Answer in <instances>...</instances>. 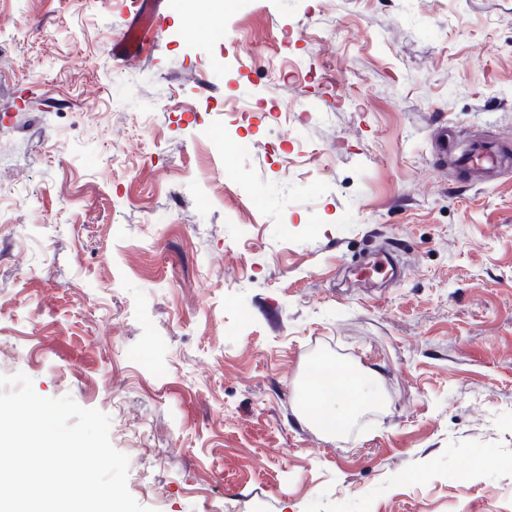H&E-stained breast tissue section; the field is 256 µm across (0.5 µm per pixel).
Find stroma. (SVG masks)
Instances as JSON below:
<instances>
[{"label": "stroma", "instance_id": "obj_1", "mask_svg": "<svg viewBox=\"0 0 512 512\" xmlns=\"http://www.w3.org/2000/svg\"><path fill=\"white\" fill-rule=\"evenodd\" d=\"M125 2L0 0V374L152 512H512V168L433 140L512 149V0H157L121 63ZM318 358L379 372L334 437ZM508 155L505 147L494 140H474L470 147L455 159L458 172L470 175L482 172L498 175L506 167Z\"/></svg>", "mask_w": 512, "mask_h": 512}]
</instances>
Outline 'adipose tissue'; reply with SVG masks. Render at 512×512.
<instances>
[{
    "mask_svg": "<svg viewBox=\"0 0 512 512\" xmlns=\"http://www.w3.org/2000/svg\"><path fill=\"white\" fill-rule=\"evenodd\" d=\"M327 384L317 386L302 403V416L328 435H336L348 423L377 403L374 375H360L337 363L325 367Z\"/></svg>",
    "mask_w": 512,
    "mask_h": 512,
    "instance_id": "ef3b65f1",
    "label": "adipose tissue"
}]
</instances>
